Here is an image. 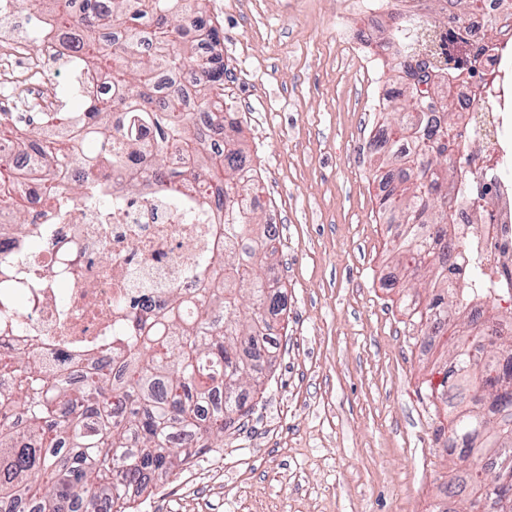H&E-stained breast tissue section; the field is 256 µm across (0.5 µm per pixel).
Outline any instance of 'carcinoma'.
Wrapping results in <instances>:
<instances>
[{"label": "carcinoma", "instance_id": "cac0c4a2", "mask_svg": "<svg viewBox=\"0 0 512 512\" xmlns=\"http://www.w3.org/2000/svg\"><path fill=\"white\" fill-rule=\"evenodd\" d=\"M61 15L62 35L93 67L112 61V99L84 96L80 112H0V151L40 138L37 168L0 171V203L12 209L13 223L25 220L22 181L36 177L45 197L83 198L86 188L59 187L49 167L85 169L90 179L125 172L137 187L147 176L138 167L143 153L159 159L184 152L194 167L219 185L224 200V286L200 295L192 311L174 293L161 322L138 326L136 351L119 374L98 364L75 379L47 387L37 364L19 353L0 351V372L16 379L15 394L0 400V417L18 413L21 423L0 422V508L9 512H131L130 489L145 490L148 474L175 476L195 457L224 447V431L251 410L250 395L264 393L261 366L276 360L280 315L288 298L267 274L278 252V234L254 220L251 194L260 189L256 173L244 169L245 150L235 125L224 132V150L215 152L190 125L192 110L208 112L224 123L223 56L215 51L219 32L204 18L198 0H83L86 19L70 22L69 0H51ZM446 62L461 69L467 52L448 31ZM191 67L204 81L181 85ZM434 93L446 112L445 128L425 124L414 114L408 94L385 116L392 148L380 167L390 168L397 185L378 199L379 210L403 232L398 246L404 275L425 279L436 294L413 303L414 323L424 335H448L453 321L448 298L465 300L464 290L448 286L459 267L448 265L456 224L451 190L462 179L448 169V127L456 113L448 77L438 74ZM157 132L154 143L141 139ZM153 179L174 190L185 172L155 168ZM476 325L453 333V353L428 383L432 393L481 392L452 419L448 439L461 446L460 459L473 453L512 455V335H474ZM496 405L484 409V401ZM499 475L474 466L469 476L471 510L498 512Z\"/></svg>", "mask_w": 512, "mask_h": 512}]
</instances>
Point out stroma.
<instances>
[{
  "label": "stroma",
  "instance_id": "1",
  "mask_svg": "<svg viewBox=\"0 0 512 512\" xmlns=\"http://www.w3.org/2000/svg\"><path fill=\"white\" fill-rule=\"evenodd\" d=\"M344 0H202L217 14L224 96L259 171V221L278 214L271 276L288 296L267 392L223 447L151 477L133 512H461L426 380L447 358L389 283L397 225L378 213L370 71L335 35Z\"/></svg>",
  "mask_w": 512,
  "mask_h": 512
}]
</instances>
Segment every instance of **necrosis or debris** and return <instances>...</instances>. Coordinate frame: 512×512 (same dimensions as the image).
<instances>
[{"label":"necrosis or debris","mask_w":512,"mask_h":512,"mask_svg":"<svg viewBox=\"0 0 512 512\" xmlns=\"http://www.w3.org/2000/svg\"><path fill=\"white\" fill-rule=\"evenodd\" d=\"M381 20L406 29L403 78L414 85L422 68L445 59L449 30L473 49L467 69L449 75L458 123L448 158L468 173L453 255L481 266L476 316L488 305L512 310V181L501 175L512 161V0H478L444 25L424 21L411 0H350L336 35L372 67L390 52L370 35ZM59 28L56 16L40 11L25 36L0 35V81L26 86L0 98L1 109L60 111L57 85L40 76L48 57L66 59L80 90L111 95L105 76L75 57ZM166 164L189 172L178 193L152 183L131 193L116 178L90 183L89 199L50 203L29 180V222L19 235L9 208H0V348L33 356L46 383L98 361L120 366L138 325L167 313L170 291L192 301L223 282L215 259L224 253V210L212 202L215 190L203 173H191L185 154L169 153ZM474 209L483 223H469ZM199 256L211 265L198 269Z\"/></svg>","instance_id":"1"}]
</instances>
